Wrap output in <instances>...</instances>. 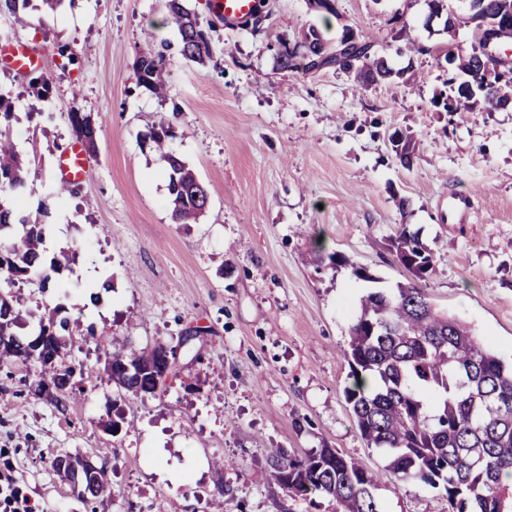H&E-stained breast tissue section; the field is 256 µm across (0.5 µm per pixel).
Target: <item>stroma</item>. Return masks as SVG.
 Segmentation results:
<instances>
[{"instance_id":"stroma-1","label":"stroma","mask_w":512,"mask_h":512,"mask_svg":"<svg viewBox=\"0 0 512 512\" xmlns=\"http://www.w3.org/2000/svg\"><path fill=\"white\" fill-rule=\"evenodd\" d=\"M264 2L257 32L225 24L213 0H185L211 37L202 65L181 55L165 0H64L47 16L30 0L24 27L0 8V44L38 47L51 83L39 99L28 77L0 67L12 136L41 157L21 208L46 204L47 255L75 254L49 293L12 287L16 331L35 328L42 303L60 306L71 330L62 363L87 369L60 412L36 394L32 370L0 366V472L35 512H336L332 498L291 496L269 477L273 452L325 446L376 474L383 512H448L443 488L396 481L362 439L341 351L369 285L406 282L389 250L406 228L433 252L423 286L435 306L512 360V110L437 106L451 94L443 50L469 52L473 29L425 27V0H335L333 16L310 0ZM311 27L331 44L347 27L370 38L393 76L363 86L335 69H281L279 44ZM146 47L165 56V98L137 86ZM409 65L416 81L400 76ZM72 111L94 116L97 151L62 196ZM162 122L181 129L171 148L208 190L194 224L174 223L167 176L144 143ZM396 134L411 141L410 166ZM460 193L475 207L454 224L448 198ZM320 254L351 264L334 269ZM91 326L139 349L179 347V377L152 398L125 392ZM191 327L200 336L180 345ZM66 454L105 463L111 496L72 494L51 467Z\"/></svg>"}]
</instances>
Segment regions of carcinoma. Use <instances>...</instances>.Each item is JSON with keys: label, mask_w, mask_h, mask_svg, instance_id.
<instances>
[{"label": "carcinoma", "mask_w": 512, "mask_h": 512, "mask_svg": "<svg viewBox=\"0 0 512 512\" xmlns=\"http://www.w3.org/2000/svg\"><path fill=\"white\" fill-rule=\"evenodd\" d=\"M488 16H512V0H480ZM167 15L180 35L181 55L199 65L210 59V44L202 40L204 27L184 0H167ZM344 28L341 39L330 44L310 28L293 46L278 56L280 68L320 70L335 68L354 74L362 84L392 74L375 42L361 35L350 43ZM142 69L137 85L155 95L166 90L163 54L147 48L140 52ZM458 70L476 84L483 80L489 62L482 37L474 35L469 53L456 56ZM454 96L444 107L449 112L472 109L474 101L453 88ZM512 100V76L483 95L490 112ZM12 102L0 94V277L14 286L35 274L61 268L43 248L46 224L41 217L17 214L30 172L31 159L11 136ZM69 121L77 139L89 153L96 151L95 119L72 112ZM175 128L161 122L147 138L168 177L172 218L190 224L206 210V187L179 156L168 149ZM391 253L411 279L388 294L372 289L359 299L358 313L348 328L342 350L352 384L345 389L361 437L388 458L387 470L397 481L442 485L449 512H512V484L502 476L512 471V362L507 364L475 334L466 322L439 311L421 282L433 271V253L406 229L391 241ZM45 313L34 331L47 337L38 352L31 338H20L13 327L21 318L10 293L0 290V336L11 344L0 348V362L22 364L35 370L40 380L56 382L83 369L58 367L61 350L70 335L69 322L59 317V307L44 305ZM106 358L105 372L117 386L141 399L154 397L164 388L158 384L163 346L134 349L114 338ZM134 362L142 375L130 377L124 364ZM272 479L293 496L321 493L336 501L337 512H382L375 497V475L335 448L313 449L302 456L281 452L270 455ZM112 492L110 479L88 484L79 497L97 498Z\"/></svg>", "instance_id": "1"}]
</instances>
